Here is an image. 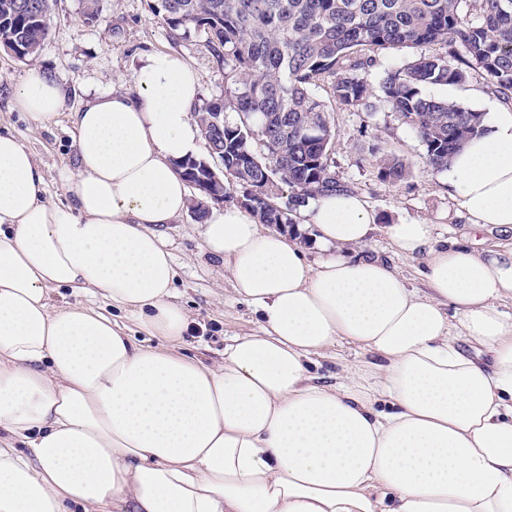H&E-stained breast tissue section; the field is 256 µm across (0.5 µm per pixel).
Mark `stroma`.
<instances>
[{"label": "stroma", "instance_id": "1", "mask_svg": "<svg viewBox=\"0 0 512 512\" xmlns=\"http://www.w3.org/2000/svg\"><path fill=\"white\" fill-rule=\"evenodd\" d=\"M85 0H53L48 36L35 60H21L0 49V131L14 135L33 154L45 181V198L56 205L69 204L64 177L76 172L74 114L96 92L119 87L135 91V71L143 55L172 52L180 55L200 78L203 98L224 91V71L202 39H174L162 17L153 15L147 0H96L87 11ZM38 68L53 78L64 96V108L52 122L30 121L15 107L14 95L26 73ZM430 95L454 98L477 110L498 102L481 70H471L461 85H436ZM328 106L334 132L331 156L339 177L364 197L378 224H428L437 241L457 240L473 250L512 246V236L473 224L459 201L443 184L441 174L426 166L421 143L414 130L389 107L374 112L340 110L328 86L315 90ZM404 158L413 170L409 181L390 183L380 178L378 162L383 155ZM161 231L173 256L178 302L186 309L193 330L184 338L187 354L214 363L223 358L224 347L237 336L256 332L252 307L240 300L222 262L207 251L202 219L194 204ZM369 252L388 258L408 287L424 285L421 259L397 253L381 231L376 232ZM370 357L355 343L329 348L316 370L322 383H338L346 366Z\"/></svg>", "mask_w": 512, "mask_h": 512}]
</instances>
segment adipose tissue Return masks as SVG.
I'll return each mask as SVG.
<instances>
[{
  "label": "adipose tissue",
  "instance_id": "1",
  "mask_svg": "<svg viewBox=\"0 0 512 512\" xmlns=\"http://www.w3.org/2000/svg\"><path fill=\"white\" fill-rule=\"evenodd\" d=\"M135 82L77 113L70 205L45 202L31 154L0 133V512H512V248L387 225L397 252L423 256L421 291L367 253L377 226L357 193L308 201L305 244L211 208L205 246L259 327L206 364L182 350L160 231L188 209L174 163L200 152L201 85L164 52ZM63 105L50 76L26 74L29 119ZM445 176L474 223L512 232V110L493 108ZM60 288L109 299L159 347L52 306ZM340 341L377 359L319 383L314 359Z\"/></svg>",
  "mask_w": 512,
  "mask_h": 512
}]
</instances>
